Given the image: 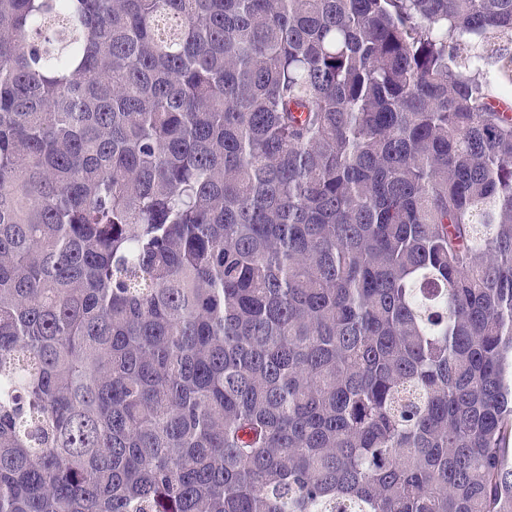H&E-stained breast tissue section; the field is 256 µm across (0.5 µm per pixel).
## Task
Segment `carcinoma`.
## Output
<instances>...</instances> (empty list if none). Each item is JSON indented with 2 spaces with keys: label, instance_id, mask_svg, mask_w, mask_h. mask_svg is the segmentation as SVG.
I'll return each mask as SVG.
<instances>
[{
  "label": "carcinoma",
  "instance_id": "cac0c4a2",
  "mask_svg": "<svg viewBox=\"0 0 512 512\" xmlns=\"http://www.w3.org/2000/svg\"><path fill=\"white\" fill-rule=\"evenodd\" d=\"M512 0H0V512H512Z\"/></svg>",
  "mask_w": 512,
  "mask_h": 512
}]
</instances>
